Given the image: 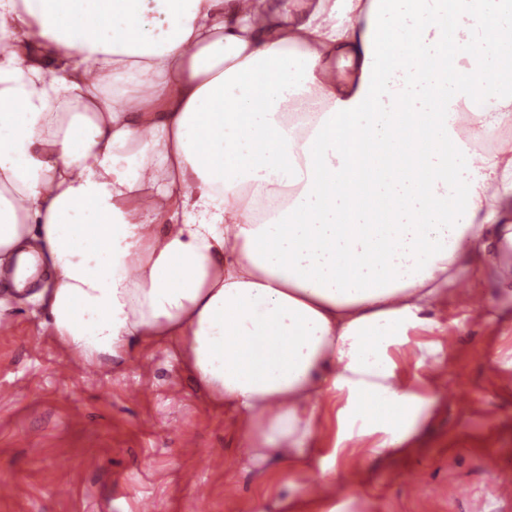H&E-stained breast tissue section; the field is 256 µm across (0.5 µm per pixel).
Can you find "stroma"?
I'll return each mask as SVG.
<instances>
[{"instance_id":"35a3bbf8","label":"stroma","mask_w":512,"mask_h":512,"mask_svg":"<svg viewBox=\"0 0 512 512\" xmlns=\"http://www.w3.org/2000/svg\"><path fill=\"white\" fill-rule=\"evenodd\" d=\"M468 288L480 313L452 296L441 307L454 341L414 329L391 349L395 388L429 401L407 440L375 453L385 433L370 424L334 450L343 402L326 395L307 450L282 463L247 455L238 419L163 347L87 363L52 335L42 302L0 277V390L17 394L0 403V487L12 490L0 512H512V289L477 270ZM323 467L340 495L313 490Z\"/></svg>"}]
</instances>
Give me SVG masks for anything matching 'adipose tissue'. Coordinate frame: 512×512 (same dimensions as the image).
I'll return each mask as SVG.
<instances>
[{
    "label": "adipose tissue",
    "mask_w": 512,
    "mask_h": 512,
    "mask_svg": "<svg viewBox=\"0 0 512 512\" xmlns=\"http://www.w3.org/2000/svg\"><path fill=\"white\" fill-rule=\"evenodd\" d=\"M480 2L0 0V266L48 263L85 361L164 345L259 457L327 393L399 425L389 347L512 273V147L478 146L512 120V0Z\"/></svg>",
    "instance_id": "1"
}]
</instances>
